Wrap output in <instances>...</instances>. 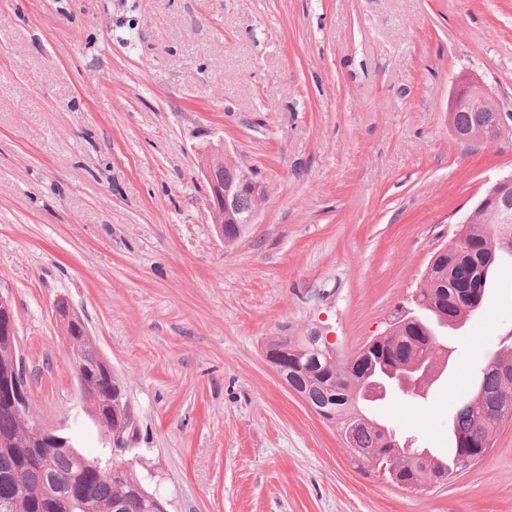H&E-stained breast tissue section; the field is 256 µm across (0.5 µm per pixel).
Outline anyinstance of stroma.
Instances as JSON below:
<instances>
[{
  "label": "stroma",
  "instance_id": "obj_1",
  "mask_svg": "<svg viewBox=\"0 0 512 512\" xmlns=\"http://www.w3.org/2000/svg\"><path fill=\"white\" fill-rule=\"evenodd\" d=\"M469 77L512 112V0H0V292L38 424L102 448L63 298L125 381L168 512H512V424L409 494L354 461L263 349L318 330L349 356L382 335L512 172V136L464 143L448 123ZM216 145L266 189L231 245L200 170ZM511 337L505 271L423 398L369 417L447 453Z\"/></svg>",
  "mask_w": 512,
  "mask_h": 512
}]
</instances>
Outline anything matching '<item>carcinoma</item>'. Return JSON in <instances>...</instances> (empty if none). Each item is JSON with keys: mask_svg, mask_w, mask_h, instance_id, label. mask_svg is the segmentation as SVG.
Returning <instances> with one entry per match:
<instances>
[{"mask_svg": "<svg viewBox=\"0 0 512 512\" xmlns=\"http://www.w3.org/2000/svg\"><path fill=\"white\" fill-rule=\"evenodd\" d=\"M453 115L454 127L467 134L482 124L490 127L487 113L473 107L464 92ZM508 223H488L489 213L475 214L463 225L465 241L437 256L422 288L423 304H401L390 315L388 332L360 353L351 369L339 373L334 363L315 352L313 334L272 336L265 341L272 368L301 369L295 386L305 391L319 416L348 440V448L385 454L383 429L360 421L347 396L373 369L388 374L417 357H437L440 345L433 324L455 326V318L470 306L477 290L488 292L494 270L512 258V190L499 201ZM56 320L72 355L84 365L79 389L91 422L109 439L93 459L80 454L70 440L45 438L33 424L31 400L18 405L0 397V512H150L149 470L140 465L138 417L127 398L125 382L96 352L85 335L83 319L61 300ZM15 325L11 306H0V384L23 378L16 358ZM506 355L490 360L481 370L472 398L453 418L454 452L438 464L424 455L405 461L399 481L420 486L447 480L450 469L488 448L500 425L512 420V344Z\"/></svg>", "mask_w": 512, "mask_h": 512, "instance_id": "cac0c4a2", "label": "carcinoma"}]
</instances>
